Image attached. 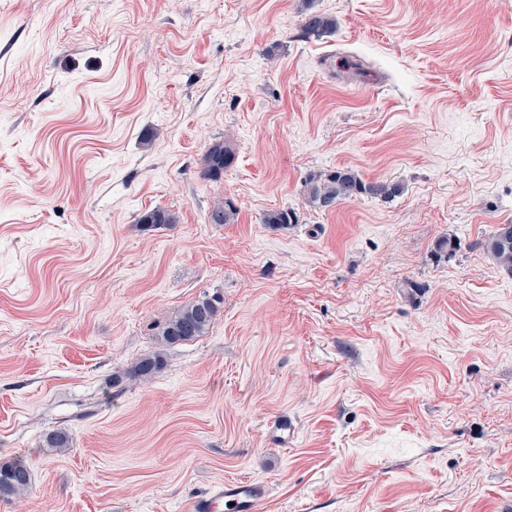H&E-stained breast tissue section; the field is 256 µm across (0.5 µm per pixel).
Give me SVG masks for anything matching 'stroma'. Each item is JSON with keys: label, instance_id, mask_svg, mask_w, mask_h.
<instances>
[{"label": "stroma", "instance_id": "1", "mask_svg": "<svg viewBox=\"0 0 512 512\" xmlns=\"http://www.w3.org/2000/svg\"><path fill=\"white\" fill-rule=\"evenodd\" d=\"M335 167L404 191L311 208ZM510 223L512 0H0V462L32 475L0 512H196L243 477L257 512H512V277L480 247ZM302 29L306 37L314 36L320 38L336 30V20L331 16L312 11L305 15ZM235 151L227 141H219L208 147L202 158V173L211 181H218L235 161ZM138 222L153 228H172L178 224L177 216L164 208H153L142 213ZM223 307L224 297L214 293L211 296L204 295L177 310L158 332L159 348L128 368L124 373L125 377L134 381H147L152 378L164 365L161 348L203 336L220 315ZM273 428V436L280 446L288 447V443L292 442L298 432L297 422L288 416H281L271 421Z\"/></svg>", "mask_w": 512, "mask_h": 512}]
</instances>
